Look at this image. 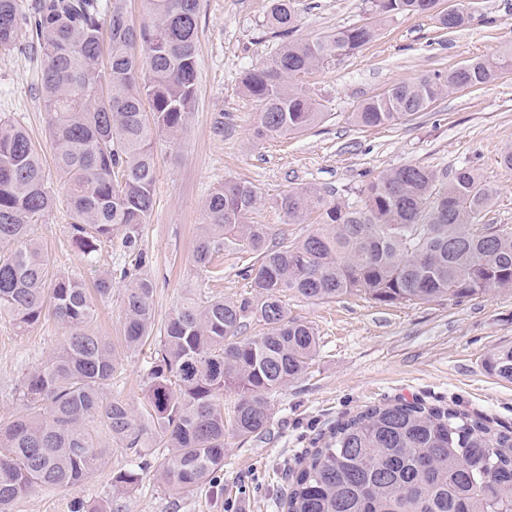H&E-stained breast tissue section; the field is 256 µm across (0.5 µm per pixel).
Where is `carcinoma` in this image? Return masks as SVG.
<instances>
[{
	"label": "carcinoma",
	"mask_w": 512,
	"mask_h": 512,
	"mask_svg": "<svg viewBox=\"0 0 512 512\" xmlns=\"http://www.w3.org/2000/svg\"><path fill=\"white\" fill-rule=\"evenodd\" d=\"M435 0H372L373 20L309 40L292 37L295 0H270L268 22L290 36L268 62L247 71L243 92L259 104L255 135L278 139L311 129L325 113L296 80L340 54L375 41L381 22L429 16L442 30L465 26ZM148 21L128 19L126 0H37L31 15L0 0V52L38 47L41 98L56 168L69 196L70 242L90 266L103 248L144 262L141 227L155 205V140L174 141L197 96L199 0H148ZM512 71V49L471 59L452 72L393 85L353 112L364 128L390 126L466 86ZM362 205L315 185L291 188L276 205L289 224L316 223L303 238L270 243L249 215L259 195L247 181L211 191L193 261L198 287L217 280L224 251L245 261L251 291L239 299L188 297L152 335L153 280L136 276L123 295L128 352L155 342L146 373L148 406L138 412L112 395L121 366L92 323L112 299V269L98 270L94 293L56 265L34 227L56 206L29 134L0 116V317L18 332L47 316L67 329L59 350L22 374L24 412L0 424V512L37 488L83 485L106 463V449L129 458L112 487L130 490L151 468L153 448L170 457L160 478L189 496L224 472L226 427L244 440L263 436L275 395L298 380L319 348L314 329L288 317L283 297L311 301L348 294L380 303L468 298L512 288V231L476 232L492 190L469 167L444 179L415 164L389 169L362 189ZM263 325L244 336L245 320ZM512 382V345L483 360ZM234 395L224 407V393ZM281 512H512V431L457 409L396 400L336 422L301 456ZM72 512H112L78 500Z\"/></svg>",
	"instance_id": "carcinoma-1"
}]
</instances>
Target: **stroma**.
I'll return each mask as SVG.
<instances>
[{
	"mask_svg": "<svg viewBox=\"0 0 512 512\" xmlns=\"http://www.w3.org/2000/svg\"><path fill=\"white\" fill-rule=\"evenodd\" d=\"M471 13L463 29H438L424 16H400L361 52L337 57L318 72L300 77L325 119L314 128L283 139L256 138L258 106L241 91L245 71L270 60L284 36L268 27L269 0H200L198 92L193 115L177 141L156 140V204L141 229L146 255L142 274L156 286L153 303L165 322L200 281L192 260L203 203L227 180L251 182L262 202L250 214L267 224L274 238L306 235V224L287 223L275 204L284 191L315 185L352 203L362 185L406 164L448 175L473 168L495 191L483 224L512 228V172L499 157L512 146V72L478 90L459 91L411 120L377 128L357 126L351 114L368 98L392 85L436 72L443 74L473 58L494 59L512 45V0H459ZM296 35L315 39L362 23L371 0H296ZM42 58L26 48L0 53V115L20 120L54 182L57 206L35 234L59 267L92 281L65 233L67 195L53 158L40 95ZM123 282L112 280V298L101 304L94 329L108 338L121 358L113 395L132 407L147 400L149 350L132 355L123 341ZM288 315L310 324L319 349L307 373L278 393L266 434L248 441L227 435L220 483L203 485L185 497L172 485L147 476L139 488L120 493L112 472L126 465L121 449L108 451L107 464L84 486L36 489L12 512H65L73 499L108 500L112 512H278L286 496L287 473L301 451L338 419L365 407L400 398L456 405L491 426L512 428V383L486 373L483 359L512 344V290L422 303L380 304L357 295L328 302L286 295ZM66 334L45 318L18 334L0 318V421L21 408L15 386L39 365Z\"/></svg>",
	"mask_w": 512,
	"mask_h": 512,
	"instance_id": "1",
	"label": "stroma"
}]
</instances>
